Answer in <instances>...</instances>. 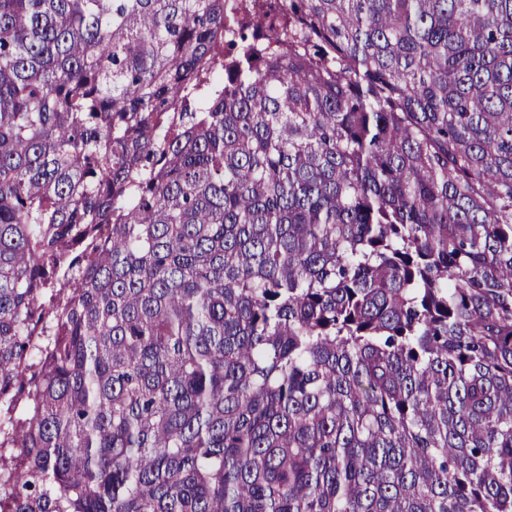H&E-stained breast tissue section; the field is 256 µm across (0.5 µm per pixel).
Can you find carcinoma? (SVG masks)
<instances>
[{"mask_svg": "<svg viewBox=\"0 0 512 512\" xmlns=\"http://www.w3.org/2000/svg\"><path fill=\"white\" fill-rule=\"evenodd\" d=\"M0 512H512V0H0Z\"/></svg>", "mask_w": 512, "mask_h": 512, "instance_id": "cac0c4a2", "label": "carcinoma"}]
</instances>
